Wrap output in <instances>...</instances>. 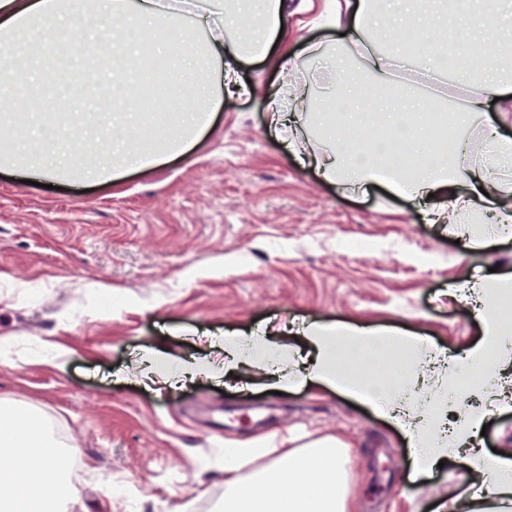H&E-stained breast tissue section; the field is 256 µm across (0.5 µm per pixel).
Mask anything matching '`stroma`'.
<instances>
[{"instance_id": "35a3bbf8", "label": "stroma", "mask_w": 512, "mask_h": 512, "mask_svg": "<svg viewBox=\"0 0 512 512\" xmlns=\"http://www.w3.org/2000/svg\"><path fill=\"white\" fill-rule=\"evenodd\" d=\"M323 5L291 0L288 53L338 41L315 26ZM247 96L224 97L207 129L175 159L103 183L47 189L0 170V397L41 411L80 451L76 512H213L224 497L218 458L228 439L260 432L249 408L276 405L269 431L339 435L355 447V512H448L480 483L468 454L416 476L404 435L366 407L311 386L274 394L226 374L173 387L131 376L144 352L175 363L222 358L225 334L268 335L313 352L299 333L318 320L404 329L461 356L481 339L458 284L512 278V232L468 248L385 188L342 191L303 166L270 130L266 92L287 72L261 59L238 70ZM366 240L371 250H345ZM112 287V305L95 298ZM67 348L65 369L32 346ZM128 484L133 504L109 499Z\"/></svg>"}]
</instances>
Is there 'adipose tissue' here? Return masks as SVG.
Returning a JSON list of instances; mask_svg holds the SVG:
<instances>
[{"instance_id":"ef3b65f1","label":"adipose tissue","mask_w":512,"mask_h":512,"mask_svg":"<svg viewBox=\"0 0 512 512\" xmlns=\"http://www.w3.org/2000/svg\"><path fill=\"white\" fill-rule=\"evenodd\" d=\"M182 10L160 9L156 0H0V46L11 79L0 80V99L15 98L16 86L28 95L56 102L89 95L91 80L105 79L108 108L88 112L75 134L84 144L103 148V160L87 162L82 151L65 145L48 146L44 132L56 112L11 113L9 120L23 130L22 141L0 150V166L22 174L76 177L98 182L174 156L200 132L225 94L240 83L235 71L257 50L282 39L287 29L286 0H232L230 11L214 7L206 42L191 38L180 24ZM89 28L101 19L114 20L108 38L72 40L73 17ZM239 20L232 43L224 41V19ZM131 17L141 28L163 26L171 67L160 85L163 107L177 116L164 128L153 112L129 109L122 81L129 60L141 48L121 19ZM512 0H335L333 23L346 34L336 51L340 73L332 94L347 104L340 120H332L318 91L306 81L289 80L268 96L270 125L296 142L300 132L318 124V149L303 152L302 165L329 183L353 189L383 183L424 209L430 223L453 225L468 247L483 245L485 225L512 231V139L493 126L474 137L472 125L482 124L488 99L500 98L512 110ZM415 30L426 40L438 32L463 46L484 48L481 83L466 77L451 81L445 110L455 117L457 141L443 154L433 149L427 126L429 101L420 90H388L393 54L371 44L380 28ZM51 32L55 44L32 53L35 35ZM382 91L380 103L366 101L364 89ZM378 118L407 134L412 150L426 162L410 180H403L389 158L358 157L343 141L347 129ZM483 336L464 353L462 362L448 364L436 384L426 381L436 363L425 341L404 332H384L350 324L311 322L301 334L314 350L308 369L299 368L286 347L257 336H227L224 353L235 367L263 372L273 387L300 388L314 384L341 393L405 433L414 450L415 469L425 475L439 462L470 448L471 463L485 488L512 486V450L489 458L474 448L485 413L478 398L492 392L504 364L512 362V340L504 334L498 298L512 293V281L491 277L480 281ZM366 360L382 353L399 354L402 369L390 381L348 370L343 349ZM0 446L15 451L11 468L0 470V512H72L77 504L69 472L60 458L75 456L60 447L47 418L19 411L0 398ZM352 444L341 437L312 440L303 433L263 434L224 442V498L215 512H351L348 487Z\"/></svg>"}]
</instances>
